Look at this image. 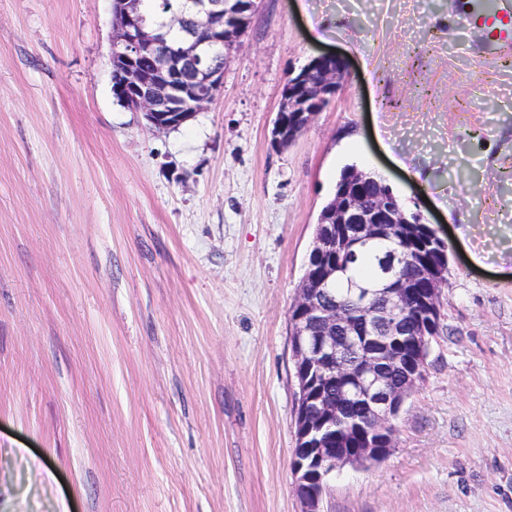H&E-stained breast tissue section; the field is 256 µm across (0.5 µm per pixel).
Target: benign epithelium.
I'll return each instance as SVG.
<instances>
[{"mask_svg":"<svg viewBox=\"0 0 512 512\" xmlns=\"http://www.w3.org/2000/svg\"><path fill=\"white\" fill-rule=\"evenodd\" d=\"M115 4L111 66L138 76L134 92L122 95V100L158 130L193 119L221 92L225 64L241 48L255 10V0H245L233 11L226 0H179V9L170 14L166 25L184 26L183 36L170 44L154 19L142 13L140 0H115ZM216 54L218 64L211 62ZM346 75L344 60L326 53L289 74L272 143L283 147L294 141L336 94ZM367 182H376L382 189L379 202L371 207L366 206L362 191ZM419 237L436 248L432 261L421 269L422 282L397 281L390 288L356 289L357 300L365 305L377 296L384 301L372 311V331L359 346L358 361L342 360L338 336L348 329L347 314L344 306L330 304L324 291L336 275V258L349 254L356 239L405 244ZM446 246L422 210H405L388 179L377 171L352 170L321 214L305 275L289 308L298 385L291 471L301 512H322L328 481L336 470L379 462L388 455L392 437L381 444L374 435L388 433L423 378L435 326L441 320V291L448 283ZM409 308L416 310V318L405 321L402 316ZM396 367L404 371V377L393 385L387 375ZM338 376L356 383L369 423V432L355 448H338L336 437L323 435L324 428L339 417L336 401L324 392Z\"/></svg>","mask_w":512,"mask_h":512,"instance_id":"benign-epithelium-1","label":"benign epithelium"}]
</instances>
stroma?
I'll return each mask as SVG.
<instances>
[{
	"instance_id": "stroma-1",
	"label": "stroma",
	"mask_w": 512,
	"mask_h": 512,
	"mask_svg": "<svg viewBox=\"0 0 512 512\" xmlns=\"http://www.w3.org/2000/svg\"><path fill=\"white\" fill-rule=\"evenodd\" d=\"M470 3L258 0L158 131L113 93L112 0H0V512H300L288 311L351 164L447 237L448 284L393 448L324 512H512V49ZM328 52L349 77L273 147ZM346 75L344 60L326 53L311 58L298 72L289 74L272 129V143L283 147L294 141L336 94Z\"/></svg>"
}]
</instances>
